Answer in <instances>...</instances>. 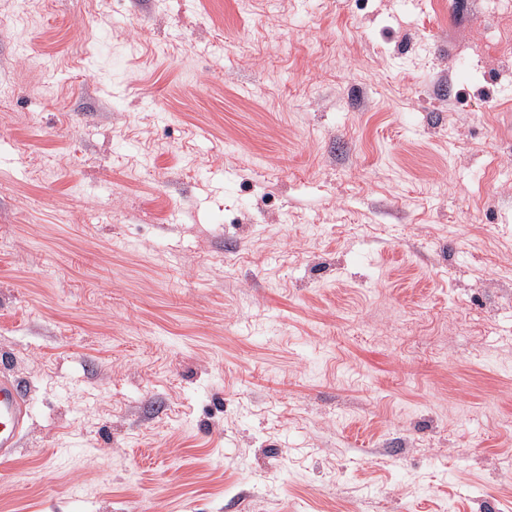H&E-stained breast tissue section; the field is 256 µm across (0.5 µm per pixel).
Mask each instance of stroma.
<instances>
[{"label": "stroma", "instance_id": "1", "mask_svg": "<svg viewBox=\"0 0 512 512\" xmlns=\"http://www.w3.org/2000/svg\"><path fill=\"white\" fill-rule=\"evenodd\" d=\"M502 25L0 0V512H512ZM29 415L27 398L20 382L0 374V460H10L18 448Z\"/></svg>", "mask_w": 512, "mask_h": 512}]
</instances>
